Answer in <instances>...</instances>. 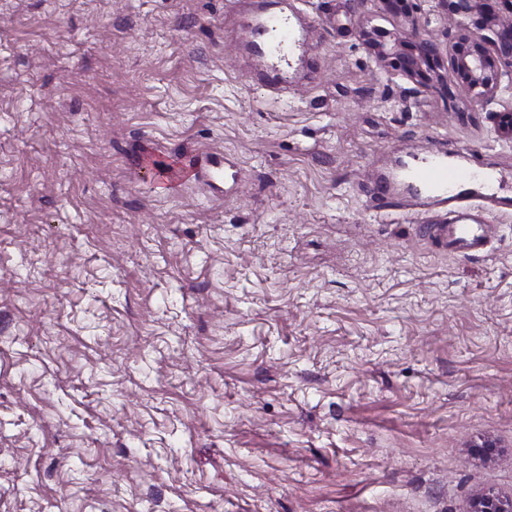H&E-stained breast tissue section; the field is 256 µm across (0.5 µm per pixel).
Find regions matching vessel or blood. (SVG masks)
Instances as JSON below:
<instances>
[{
	"instance_id": "vessel-or-blood-1",
	"label": "vessel or blood",
	"mask_w": 512,
	"mask_h": 512,
	"mask_svg": "<svg viewBox=\"0 0 512 512\" xmlns=\"http://www.w3.org/2000/svg\"><path fill=\"white\" fill-rule=\"evenodd\" d=\"M254 54L265 60L268 75L263 89L277 93L284 89L303 35L293 17L273 8L247 17ZM200 158L183 155L166 175L181 186L195 180ZM403 180L408 191L400 199L403 207L431 214L435 229L444 233L451 251L474 256L486 243V226L480 212H504L512 208V192L503 182L493 181L490 172L473 164L463 167L447 156L429 153L407 161Z\"/></svg>"
}]
</instances>
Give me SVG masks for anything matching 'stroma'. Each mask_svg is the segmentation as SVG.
Returning a JSON list of instances; mask_svg holds the SVG:
<instances>
[{"instance_id":"obj_1","label":"stroma","mask_w":512,"mask_h":512,"mask_svg":"<svg viewBox=\"0 0 512 512\" xmlns=\"http://www.w3.org/2000/svg\"><path fill=\"white\" fill-rule=\"evenodd\" d=\"M305 2L275 97L226 0H0V512L512 493V214L464 257L368 193L418 151L512 166V66L475 102L451 0ZM401 36L420 77L376 56ZM148 151L223 174L175 190Z\"/></svg>"}]
</instances>
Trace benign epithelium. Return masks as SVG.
I'll use <instances>...</instances> for the list:
<instances>
[{
    "label": "benign epithelium",
    "instance_id": "benign-epithelium-1",
    "mask_svg": "<svg viewBox=\"0 0 512 512\" xmlns=\"http://www.w3.org/2000/svg\"><path fill=\"white\" fill-rule=\"evenodd\" d=\"M454 11L463 16H478L482 25L493 33L491 37L475 39L467 33L466 27L461 26L451 48L454 78L474 100L492 101L500 87L501 61L507 59L512 63V22H500L496 15L489 12L487 0H455ZM391 55L401 63L407 76L421 74L417 59L390 52L383 45L378 46L379 60L385 61ZM467 512H512V495L504 496L493 489L482 490L472 498Z\"/></svg>",
    "mask_w": 512,
    "mask_h": 512
}]
</instances>
